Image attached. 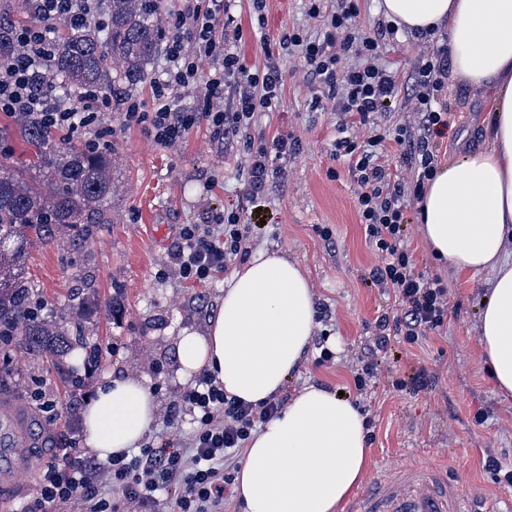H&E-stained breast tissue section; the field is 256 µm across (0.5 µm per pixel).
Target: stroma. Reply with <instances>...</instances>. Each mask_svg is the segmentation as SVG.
Segmentation results:
<instances>
[{
  "label": "stroma",
  "instance_id": "35a3bbf8",
  "mask_svg": "<svg viewBox=\"0 0 512 512\" xmlns=\"http://www.w3.org/2000/svg\"><path fill=\"white\" fill-rule=\"evenodd\" d=\"M336 0H322L321 14L309 16L307 0H266L255 11L240 0L234 15L242 29L240 48L248 64L265 61L264 42H275L283 29L319 37L324 18ZM425 46L414 35L398 33L382 50L383 63L407 77ZM287 77L279 106L258 113L248 137L214 142L207 125L165 148L144 128L125 123L120 112L102 114V126L112 131V159L118 185L112 198V221L99 225L82 250L67 244L34 245L28 250L25 274L49 303L73 323L88 326L90 341L103 358L86 373L81 351L64 360L70 373L83 377L88 393L105 379L119 375L147 377L161 412L146 436L161 443L174 440L188 447L189 422L171 426L166 408L185 384L179 378L176 354L182 330L204 331L224 297V277L188 284L169 268V252L183 224H202L231 209L242 210L251 222V250L284 253L307 273L317 302L328 310L319 323L307 360L284 386L292 394L308 384L344 392L358 400L369 421L370 466L362 481L370 486L394 470L415 461L446 470L461 483L477 512L512 500V487L496 483L483 466L493 456L512 466V398L502 396L483 361L478 319L493 274L488 270L459 271L434 262L416 209H409V248L417 270L441 276L448 285V324L441 334L418 343L393 337L386 351L374 352L376 319L396 316L393 294L370 286V270L381 258L365 241L359 222L354 185L342 161L334 155L342 115L334 101L323 98L318 84L303 77L302 61L284 59ZM451 114L448 132L435 139L439 163L460 150L486 148L489 104L457 80H449L442 98ZM288 134L298 151L283 161L284 173L263 193H247L246 138ZM332 232L319 236V228ZM91 285L78 288L79 275ZM334 348L332 361L319 363L322 348ZM377 370L366 392H356L353 376L365 363ZM432 376L431 387L416 391L409 381L418 368ZM10 377L4 386L14 399L37 413L41 448L32 468L17 475L21 493L5 512H20L33 500L39 478L65 439H84L83 401L70 396L50 364H32L11 350ZM54 399L58 411L43 412L35 391ZM487 418L473 420L477 410Z\"/></svg>",
  "mask_w": 512,
  "mask_h": 512
}]
</instances>
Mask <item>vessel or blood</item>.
I'll return each instance as SVG.
<instances>
[{"mask_svg": "<svg viewBox=\"0 0 512 512\" xmlns=\"http://www.w3.org/2000/svg\"><path fill=\"white\" fill-rule=\"evenodd\" d=\"M37 438L28 417L11 399L0 400V502L15 499V474L32 462ZM463 488L444 471L413 462L362 492L349 512H466Z\"/></svg>", "mask_w": 512, "mask_h": 512, "instance_id": "vessel-or-blood-1", "label": "vessel or blood"}]
</instances>
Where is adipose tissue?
<instances>
[{"instance_id": "1", "label": "adipose tissue", "mask_w": 512, "mask_h": 512, "mask_svg": "<svg viewBox=\"0 0 512 512\" xmlns=\"http://www.w3.org/2000/svg\"><path fill=\"white\" fill-rule=\"evenodd\" d=\"M399 30L441 27L452 75L489 103L491 141L435 170L417 203L436 260L491 269L480 315L488 368L512 395V0H381ZM315 294L281 252L260 250L224 281L204 332L182 331L179 374L207 372L227 395L256 404L303 364L315 327ZM152 386L107 379L82 410L85 443L100 458L137 447L155 423ZM367 417L336 391L311 384L251 437L235 477L243 512H337L369 465Z\"/></svg>"}]
</instances>
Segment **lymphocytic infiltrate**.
<instances>
[{
    "instance_id": "f902f5d3",
    "label": "lymphocytic infiltrate",
    "mask_w": 512,
    "mask_h": 512,
    "mask_svg": "<svg viewBox=\"0 0 512 512\" xmlns=\"http://www.w3.org/2000/svg\"><path fill=\"white\" fill-rule=\"evenodd\" d=\"M235 4L236 0H185L183 6L167 12V66L153 79L147 104L133 96L115 98L97 92L73 99L57 97L52 76L56 41L51 29L35 25L15 28L16 56L0 65V112L21 113L47 128L79 135L95 146L103 144L107 135L100 117L114 107L125 122L144 126L154 141L165 147L182 141L202 123L209 126L213 139L220 141L248 129L256 113L279 105L286 79L281 61L285 55L298 53L306 75L321 85L327 98L339 103L344 119L336 154L348 160L365 237L383 257L369 279L375 287L392 291L397 303L396 319L384 315L378 320L377 348H387L393 330L403 332L410 344L442 331L448 318V289L441 277L416 272L408 248L407 210L421 198L437 165L432 139L449 125L447 109L440 106L438 98L448 83L447 43L433 41L411 75V97L420 114L418 129H377L361 141L355 128L370 125L373 115L384 110L401 87L398 75L379 62L382 43L397 34V27L387 23L377 32L365 33L356 24L357 0H338L321 39L310 41L299 32L283 31L276 49L266 50L263 69L255 70L237 47L241 32L232 15ZM34 5L49 18L61 17L85 26L104 24L100 0H34ZM345 56L357 58V65L340 69ZM198 83L205 88L209 107L177 108L178 91ZM229 84L236 92L231 112L215 105ZM295 147L284 134L248 147V193H262L268 182L279 176V160ZM395 153L410 169L411 184H404L391 170L389 159ZM249 234V224L237 211L208 224L181 225L170 262L183 281L205 283L246 255ZM285 404L282 396L259 404L238 400L226 395L211 374L201 373L196 384L184 389L169 407L170 423L190 416L194 429L189 447L178 448L167 441L110 459L112 486L122 495L116 501L89 480L76 441H68L45 470L28 512H38L46 503L65 505L76 500L82 503L83 512H121L123 500L138 503L141 512H153L155 493L164 484L179 485V512H219L224 494L234 482L233 473L224 466L226 459L237 455L253 432Z\"/></svg>"
}]
</instances>
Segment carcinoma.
I'll return each instance as SVG.
<instances>
[{"instance_id": "carcinoma-1", "label": "carcinoma", "mask_w": 512, "mask_h": 512, "mask_svg": "<svg viewBox=\"0 0 512 512\" xmlns=\"http://www.w3.org/2000/svg\"><path fill=\"white\" fill-rule=\"evenodd\" d=\"M161 0H106V37L89 26L68 29L56 44L53 71L72 94L131 89L145 82L165 38L155 16ZM12 19L0 11V64L13 59ZM27 145L15 156L13 133L0 127V338L7 337L33 361H58L75 348L96 366L101 350L84 339L86 326L45 310L24 273L27 249L68 240L79 250L97 226L112 223L116 185L112 158L84 142L50 141L48 130L12 118Z\"/></svg>"}]
</instances>
